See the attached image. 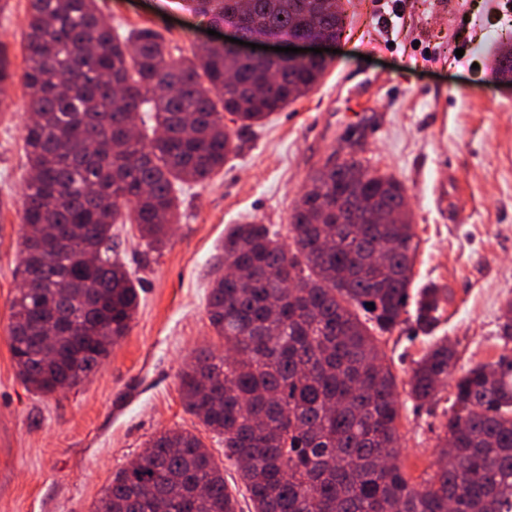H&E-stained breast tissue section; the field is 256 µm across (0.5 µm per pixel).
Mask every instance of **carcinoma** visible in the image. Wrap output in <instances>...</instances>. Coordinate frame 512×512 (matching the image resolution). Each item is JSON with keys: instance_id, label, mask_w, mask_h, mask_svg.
Instances as JSON below:
<instances>
[{"instance_id": "1", "label": "carcinoma", "mask_w": 512, "mask_h": 512, "mask_svg": "<svg viewBox=\"0 0 512 512\" xmlns=\"http://www.w3.org/2000/svg\"><path fill=\"white\" fill-rule=\"evenodd\" d=\"M336 0H182V8L243 39L336 40ZM25 147L32 172L23 203L22 288L8 341L21 380L43 394L94 374L125 336L139 288L112 256L122 210L153 246L176 222L175 184L204 181L238 148L239 131L308 94L324 60L268 65L229 46L172 58L164 36L121 38L96 0H29ZM496 79L512 80L501 45ZM152 113L151 130L137 127ZM231 115L236 130L224 125ZM356 160L323 165L290 217L293 249L267 225L236 224L215 273L207 313L224 354L201 351L180 374L187 411L224 437L253 512H512V357L453 379L436 463L406 478L397 448L396 376L379 337L408 313L415 241L406 191ZM391 246L387 260L370 262ZM417 328L429 335L448 293L419 289ZM374 304L369 309L366 304ZM455 351L445 339L414 362L409 396L440 400ZM239 512L224 470L195 434L168 430L112 479L93 512Z\"/></svg>"}]
</instances>
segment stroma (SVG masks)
<instances>
[{
  "mask_svg": "<svg viewBox=\"0 0 512 512\" xmlns=\"http://www.w3.org/2000/svg\"><path fill=\"white\" fill-rule=\"evenodd\" d=\"M115 30L148 26L178 55L211 42L206 19L171 0H98ZM28 0L0 8V45L16 74L0 92V512H91L114 475L165 429L224 445L183 405L179 373L223 341L206 296L224 236L252 220L288 242L290 216L329 156L356 159L406 188L419 242L413 286L447 288L436 336L457 351L455 373L512 353L498 335L512 303V87L491 78V52L512 35V0H348L330 65L306 96L242 131L241 148L203 182L179 188L167 243L151 249L134 225L112 232L140 303L126 336L77 387L40 394L19 378L8 343L21 283ZM413 322L379 340L397 377L403 470L410 483L437 462L450 390L416 409L406 382L428 348Z\"/></svg>",
  "mask_w": 512,
  "mask_h": 512,
  "instance_id": "obj_1",
  "label": "stroma"
}]
</instances>
